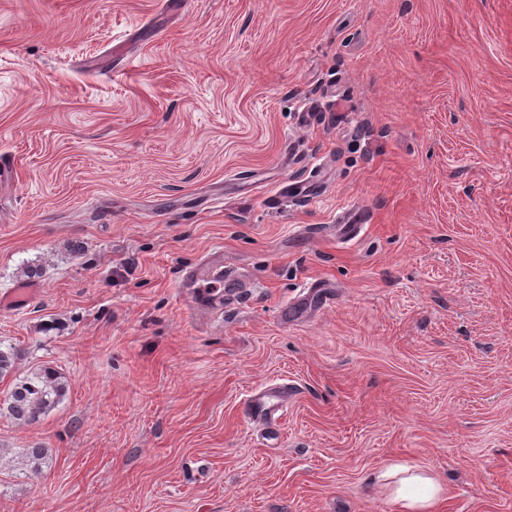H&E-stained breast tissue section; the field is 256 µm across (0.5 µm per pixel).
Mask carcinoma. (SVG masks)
Wrapping results in <instances>:
<instances>
[{
	"label": "carcinoma",
	"mask_w": 512,
	"mask_h": 512,
	"mask_svg": "<svg viewBox=\"0 0 512 512\" xmlns=\"http://www.w3.org/2000/svg\"><path fill=\"white\" fill-rule=\"evenodd\" d=\"M20 357L14 347L0 348V378L12 374ZM63 376L50 367L31 371L16 381L9 392L6 407L0 414L24 424H31L54 408L66 395Z\"/></svg>",
	"instance_id": "obj_1"
}]
</instances>
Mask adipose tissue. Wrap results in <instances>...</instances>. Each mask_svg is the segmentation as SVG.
Returning a JSON list of instances; mask_svg holds the SVG:
<instances>
[{
  "label": "adipose tissue",
  "instance_id": "adipose-tissue-1",
  "mask_svg": "<svg viewBox=\"0 0 512 512\" xmlns=\"http://www.w3.org/2000/svg\"><path fill=\"white\" fill-rule=\"evenodd\" d=\"M368 483L386 489L402 512H435L445 494L443 485L424 467L389 465L370 474Z\"/></svg>",
  "mask_w": 512,
  "mask_h": 512
}]
</instances>
